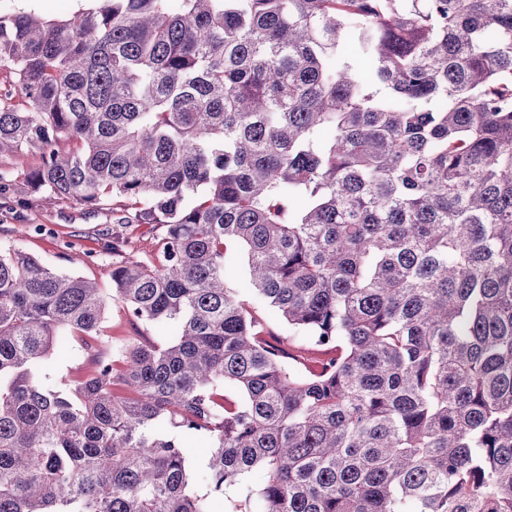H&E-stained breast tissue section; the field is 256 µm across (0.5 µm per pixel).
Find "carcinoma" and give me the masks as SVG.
I'll return each mask as SVG.
<instances>
[{"instance_id":"carcinoma-1","label":"carcinoma","mask_w":512,"mask_h":512,"mask_svg":"<svg viewBox=\"0 0 512 512\" xmlns=\"http://www.w3.org/2000/svg\"><path fill=\"white\" fill-rule=\"evenodd\" d=\"M2 67L0 156L165 229L112 293L175 334L56 387L107 299L0 251V512H512V0H94ZM236 258L228 265L226 270V278L230 287L236 289L241 300L250 303L251 309L260 315L266 324L267 330L274 336L286 337L291 336L288 326L282 321L281 317L272 309L260 303L252 301V294L248 284V270L243 255L233 250Z\"/></svg>"}]
</instances>
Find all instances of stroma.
<instances>
[{"instance_id": "obj_1", "label": "stroma", "mask_w": 512, "mask_h": 512, "mask_svg": "<svg viewBox=\"0 0 512 512\" xmlns=\"http://www.w3.org/2000/svg\"><path fill=\"white\" fill-rule=\"evenodd\" d=\"M92 6V0H0L2 10L33 11L52 20L66 19ZM116 235L133 241L125 253L127 259L157 262L161 231L154 225L116 224L108 207L89 210L64 199L51 201L23 184L16 194L0 197V249H18L53 270L95 280L107 293L112 290L111 271L116 261L108 246ZM163 333V328L129 321L122 304L115 301L106 310L102 342L90 349L80 339H72L48 357L44 371L50 382L60 385L71 373L91 372L97 354Z\"/></svg>"}]
</instances>
